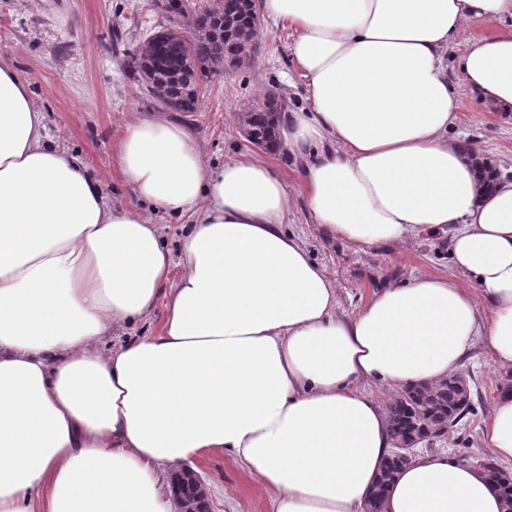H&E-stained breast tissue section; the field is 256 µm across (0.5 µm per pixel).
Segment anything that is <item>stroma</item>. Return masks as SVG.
I'll return each mask as SVG.
<instances>
[{"label":"stroma","instance_id":"stroma-1","mask_svg":"<svg viewBox=\"0 0 512 512\" xmlns=\"http://www.w3.org/2000/svg\"><path fill=\"white\" fill-rule=\"evenodd\" d=\"M167 19L154 0H0V54L13 65L45 115L51 141L105 179L116 207L136 206L130 187L112 171V149L132 116L157 113L125 67L140 34L159 30ZM293 32L262 19L258 50L242 69L211 76L198 111L176 115L199 141L206 163L222 166L232 156L266 160L289 181L297 173L285 151L268 152L243 135L238 116L276 91L287 106L304 100V80L288 53ZM455 135L476 145L502 173L512 172V114L492 112L464 101ZM289 230L301 233L313 260L325 266L337 293V313L352 317L379 288L402 284L421 273L453 276L450 236L439 233L388 246H357L330 237L304 203L288 216ZM470 382L475 411L449 428L437 449L469 463L491 456L484 421L500 396L506 376L474 346L461 366ZM192 470L208 494L209 512H273L268 496L230 458L214 454Z\"/></svg>","mask_w":512,"mask_h":512}]
</instances>
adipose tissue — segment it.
I'll use <instances>...</instances> for the list:
<instances>
[{"label": "adipose tissue", "mask_w": 512, "mask_h": 512, "mask_svg": "<svg viewBox=\"0 0 512 512\" xmlns=\"http://www.w3.org/2000/svg\"><path fill=\"white\" fill-rule=\"evenodd\" d=\"M306 81L281 113L290 186L250 156L206 165L181 124L128 123L113 164L139 200L48 140L0 58V512H181L168 475L224 452L274 512H364L393 451L368 391L438 382L482 344L512 369V178L449 139L461 95L512 110V0H262ZM462 43L463 88L446 54ZM382 245L450 232L457 278L422 273L349 319L303 236ZM191 213L178 255L155 215ZM179 278H172L173 267ZM156 332L109 351L157 305ZM512 462V392L484 422ZM385 512H504L487 474L424 452Z\"/></svg>", "instance_id": "1"}]
</instances>
